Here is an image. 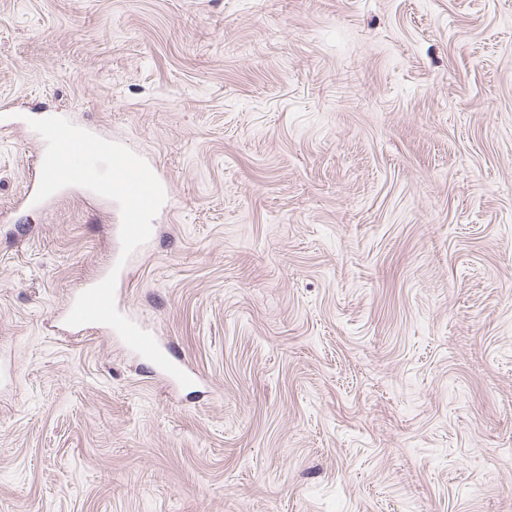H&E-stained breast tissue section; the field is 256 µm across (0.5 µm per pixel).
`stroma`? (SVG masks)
Here are the masks:
<instances>
[{
	"label": "stroma",
	"instance_id": "1",
	"mask_svg": "<svg viewBox=\"0 0 512 512\" xmlns=\"http://www.w3.org/2000/svg\"><path fill=\"white\" fill-rule=\"evenodd\" d=\"M66 117L171 212L121 253ZM0 512H512V0H0Z\"/></svg>",
	"mask_w": 512,
	"mask_h": 512
}]
</instances>
